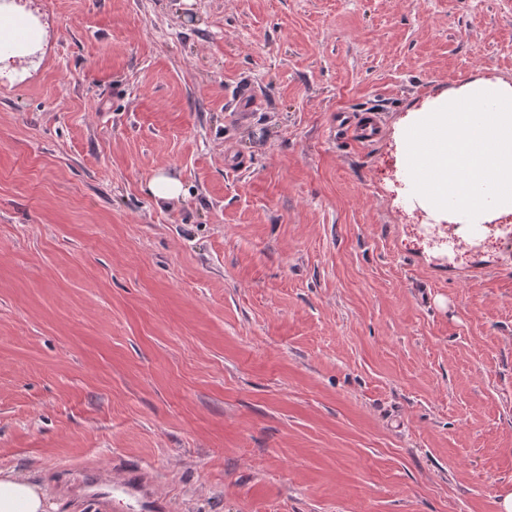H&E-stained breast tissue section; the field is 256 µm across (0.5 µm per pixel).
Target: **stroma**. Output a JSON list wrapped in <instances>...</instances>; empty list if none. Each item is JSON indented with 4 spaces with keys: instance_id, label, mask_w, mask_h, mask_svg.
<instances>
[{
    "instance_id": "1",
    "label": "stroma",
    "mask_w": 512,
    "mask_h": 512,
    "mask_svg": "<svg viewBox=\"0 0 512 512\" xmlns=\"http://www.w3.org/2000/svg\"><path fill=\"white\" fill-rule=\"evenodd\" d=\"M18 2L47 36L0 71V469L55 512H129L69 466L166 512H497L512 267L430 265L395 153L512 83V0ZM344 121L347 129L362 143L370 141L382 126V116L378 112H359ZM145 189L158 204L174 200L183 193L182 183L163 171L154 175L147 182ZM88 491L92 495L114 496L119 492L130 494L135 497L139 512L166 510L163 508V500L153 490V481L140 472L130 473L119 481L112 480V476L108 475L88 486Z\"/></svg>"
}]
</instances>
